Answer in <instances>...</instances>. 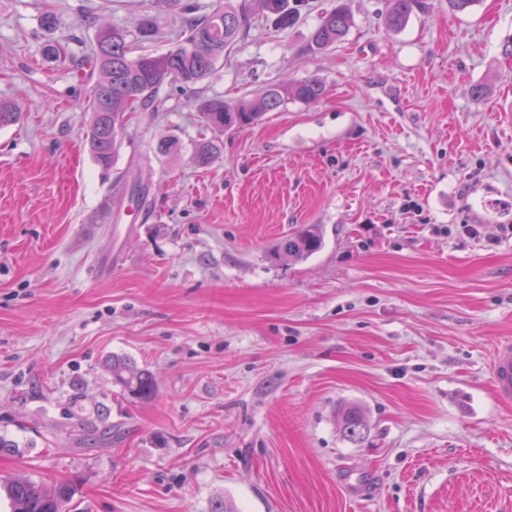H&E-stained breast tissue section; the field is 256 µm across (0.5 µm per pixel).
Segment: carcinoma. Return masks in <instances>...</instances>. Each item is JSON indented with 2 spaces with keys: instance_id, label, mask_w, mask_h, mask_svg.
Returning a JSON list of instances; mask_svg holds the SVG:
<instances>
[{
  "instance_id": "obj_1",
  "label": "carcinoma",
  "mask_w": 512,
  "mask_h": 512,
  "mask_svg": "<svg viewBox=\"0 0 512 512\" xmlns=\"http://www.w3.org/2000/svg\"><path fill=\"white\" fill-rule=\"evenodd\" d=\"M303 0H260L267 16L280 30L293 27L299 18ZM421 7V0H388L387 26L392 30L404 27L412 12ZM251 10L250 0H224L210 13L185 19L177 38L163 52H137V43L151 42L157 36L154 18L147 12L139 19L134 39L129 31L117 25L98 27L92 50L93 71L98 73L85 111L89 112L86 146L96 164L105 171L112 169L117 153V138L125 127V115L133 103L146 110L153 107L161 88L178 83L191 87L208 77L224 54L239 40ZM352 26V17L343 0L325 12L307 38V48L313 53L329 49L341 41ZM326 93L316 79L269 86L257 102L241 99L234 104L221 96L201 100L197 111L206 125L241 127L257 122L264 113L278 109L288 100L313 103ZM20 106L0 99V129L20 122ZM217 146L203 140L194 147V160L199 166L208 165ZM323 244L321 229L308 224L297 230L274 248L278 259L300 262L316 253ZM112 382L134 398L147 399L154 393L149 372L138 368L128 359L114 357L110 364ZM343 433L356 438L364 429V416L355 406L339 414ZM11 503L12 512H64L74 493L69 484L53 488L30 480L0 484Z\"/></svg>"
}]
</instances>
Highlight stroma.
Here are the masks:
<instances>
[{"instance_id": "stroma-1", "label": "stroma", "mask_w": 512, "mask_h": 512, "mask_svg": "<svg viewBox=\"0 0 512 512\" xmlns=\"http://www.w3.org/2000/svg\"><path fill=\"white\" fill-rule=\"evenodd\" d=\"M424 2L393 31L387 0H348L319 55L332 0L284 31L252 5L210 77L127 119L106 172L85 58L143 0H0V98L23 107L0 129V482L72 484L67 512H512V406L490 382L512 340V0ZM308 78L319 102L254 125L197 112ZM306 224L322 249L276 260ZM114 356L151 398L113 384ZM335 2L336 5L321 16L317 26L310 32L307 38V48L310 52L317 53L329 49L349 32L352 17L343 1ZM112 382L121 387L123 393L134 398L148 399L154 393L152 376L133 362L120 357H112L110 364ZM338 417L343 433L349 438H357L365 427L364 416L358 407H347Z\"/></svg>"}]
</instances>
